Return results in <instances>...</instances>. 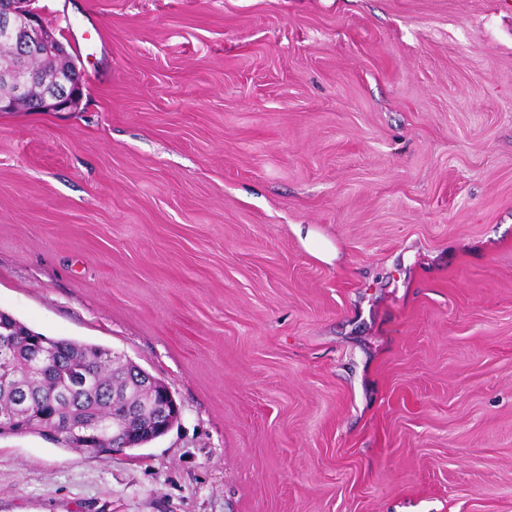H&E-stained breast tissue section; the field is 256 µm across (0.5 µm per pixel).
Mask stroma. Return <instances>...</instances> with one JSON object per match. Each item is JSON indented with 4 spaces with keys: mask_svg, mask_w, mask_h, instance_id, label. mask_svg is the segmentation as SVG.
I'll list each match as a JSON object with an SVG mask.
<instances>
[{
    "mask_svg": "<svg viewBox=\"0 0 512 512\" xmlns=\"http://www.w3.org/2000/svg\"><path fill=\"white\" fill-rule=\"evenodd\" d=\"M35 6L83 94L0 112V310L181 414L0 437V512H512V9ZM141 380L145 391L154 396L157 409L152 418L144 424L145 426L140 434L145 435L147 438L160 437L167 433L179 419L180 407L174 400L170 390H167L165 386L155 383L153 379L145 375Z\"/></svg>",
    "mask_w": 512,
    "mask_h": 512,
    "instance_id": "1",
    "label": "stroma"
}]
</instances>
